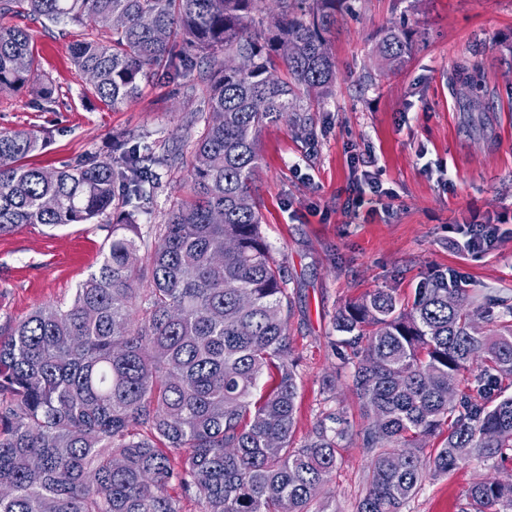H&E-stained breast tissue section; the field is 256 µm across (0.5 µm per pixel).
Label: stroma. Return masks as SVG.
Masks as SVG:
<instances>
[{
    "mask_svg": "<svg viewBox=\"0 0 512 512\" xmlns=\"http://www.w3.org/2000/svg\"><path fill=\"white\" fill-rule=\"evenodd\" d=\"M355 8L328 34L336 59L329 95L308 100L306 129L280 121L259 137L262 164L252 193L262 233L288 271L294 312L288 322L301 380L294 440L303 442L321 411L345 407L353 429L329 483L336 512H354L368 459L359 431L367 419L345 378L332 318L337 306L379 289L410 296L417 282L454 269L475 288L512 294V0H354ZM407 28L413 50L391 73L376 46L389 28ZM107 30L61 24L35 28L41 67L53 79L52 101L36 90L0 94V129L32 130L46 144L32 163L74 167L111 155L133 136L149 152L175 156L138 231L151 237L189 193L194 143L204 128V82L183 93V77L143 84L131 104L100 101L70 60L71 44ZM477 65L480 91L454 83L461 64ZM375 156L388 196L374 212L346 207L353 157ZM446 175H439V168ZM498 226L491 249L472 254L459 227L470 216ZM110 235L106 219L49 227L28 224L0 235V334L33 309L69 301L98 269ZM331 395H324L326 384ZM508 479L489 465L426 479L403 512H460L463 490L476 476Z\"/></svg>",
    "mask_w": 512,
    "mask_h": 512,
    "instance_id": "stroma-1",
    "label": "stroma"
}]
</instances>
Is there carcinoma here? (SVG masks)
<instances>
[{
	"instance_id": "obj_1",
	"label": "carcinoma",
	"mask_w": 512,
	"mask_h": 512,
	"mask_svg": "<svg viewBox=\"0 0 512 512\" xmlns=\"http://www.w3.org/2000/svg\"><path fill=\"white\" fill-rule=\"evenodd\" d=\"M349 9L350 0H0V92H55L29 28L13 23L21 17L109 29L106 42L74 43L71 60L113 107L161 67L210 85L194 198L141 245L152 167L174 157L123 138L116 159L47 169L25 162L43 146L36 133L0 131V235L118 212L102 264L73 299L0 336V512H181L173 485L201 512H333L326 485L352 436L347 413L322 412L294 443L292 301L250 186L262 129L286 116L306 125L301 98L329 91L326 35ZM411 43L391 28L377 52L398 67ZM456 80L477 91L483 75L462 66ZM333 328L368 420L355 512H402L429 476L512 463V396L502 390L512 381L511 296L475 294L438 271L410 300L388 288L343 303ZM432 437L440 446L427 455ZM464 499L461 512H512V481L474 480Z\"/></svg>"
}]
</instances>
